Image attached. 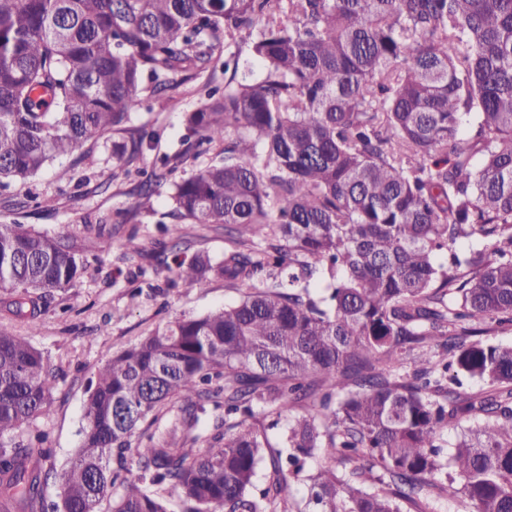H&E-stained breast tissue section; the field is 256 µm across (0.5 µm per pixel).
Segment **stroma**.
Returning a JSON list of instances; mask_svg holds the SVG:
<instances>
[{
    "mask_svg": "<svg viewBox=\"0 0 512 512\" xmlns=\"http://www.w3.org/2000/svg\"><path fill=\"white\" fill-rule=\"evenodd\" d=\"M223 85V71L205 72L180 85L173 100L146 98L137 119L151 133V146L128 171L114 168L107 136L56 158L25 184L0 189V222L70 236L87 266L77 287L56 293L33 338L57 372L51 412L33 425L52 449L55 469H63L79 446L86 384L108 358L176 317L220 308L242 295L220 280L193 287L175 281L176 259L223 257L229 246L224 229L186 224L177 244L164 246L161 227L173 222L171 203L166 194L139 192L141 171L158 167L161 157L190 155V162L176 166L179 178L222 157L218 145L197 154L185 137L182 114L198 106L208 89ZM34 197L53 199V210L35 209ZM132 234L143 249L134 259L125 255Z\"/></svg>",
    "mask_w": 512,
    "mask_h": 512,
    "instance_id": "obj_1",
    "label": "stroma"
}]
</instances>
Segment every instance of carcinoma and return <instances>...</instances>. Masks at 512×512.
Masks as SVG:
<instances>
[{"label":"carcinoma","mask_w":512,"mask_h":512,"mask_svg":"<svg viewBox=\"0 0 512 512\" xmlns=\"http://www.w3.org/2000/svg\"><path fill=\"white\" fill-rule=\"evenodd\" d=\"M220 59L184 122L224 158L149 185L170 235L237 243L176 276L243 296L98 369L57 502L24 436L56 380L31 336L85 267L0 223V317L29 329L0 331V512H512V345L476 339L512 325V0H0V185L111 131L122 167L150 141L143 78L169 100ZM210 403L207 447H178Z\"/></svg>","instance_id":"obj_1"}]
</instances>
